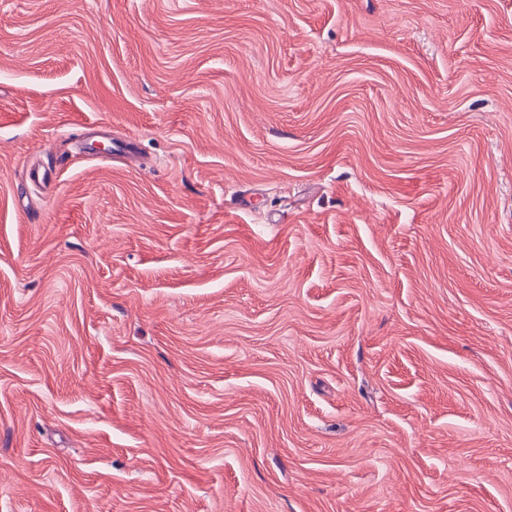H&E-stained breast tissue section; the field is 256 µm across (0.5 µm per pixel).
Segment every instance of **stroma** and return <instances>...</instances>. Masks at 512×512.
Returning <instances> with one entry per match:
<instances>
[{"mask_svg": "<svg viewBox=\"0 0 512 512\" xmlns=\"http://www.w3.org/2000/svg\"><path fill=\"white\" fill-rule=\"evenodd\" d=\"M0 512H512V0H0Z\"/></svg>", "mask_w": 512, "mask_h": 512, "instance_id": "1", "label": "stroma"}]
</instances>
